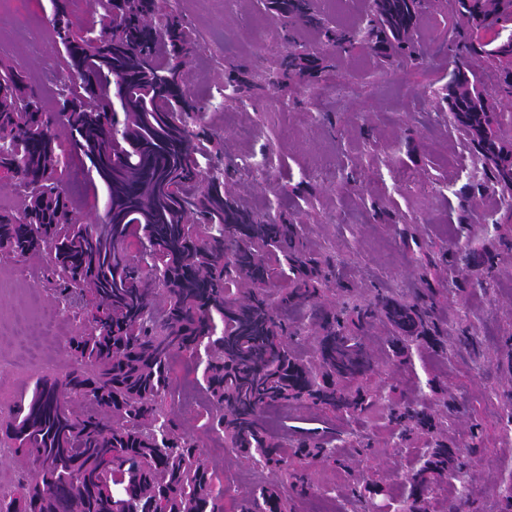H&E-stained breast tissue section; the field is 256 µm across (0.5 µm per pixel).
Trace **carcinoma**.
Returning a JSON list of instances; mask_svg holds the SVG:
<instances>
[{
	"label": "carcinoma",
	"mask_w": 512,
	"mask_h": 512,
	"mask_svg": "<svg viewBox=\"0 0 512 512\" xmlns=\"http://www.w3.org/2000/svg\"><path fill=\"white\" fill-rule=\"evenodd\" d=\"M72 5L52 0L49 32L64 48L66 73L55 109L42 107L22 64L0 60V169L19 186L15 206L0 204V251L48 258L47 281L72 325L65 371L38 379L28 400L0 414V446L22 464L13 483L0 485V512H226L220 471L167 407L182 358L208 395L198 416L204 432L224 434V447L281 476V486L234 500L232 512H291V501L313 491L308 469L331 457L316 433L290 449L266 428L264 413L278 403L353 418L384 412L402 438L431 431L423 411L370 389L376 369L362 335L383 314L396 357L413 344L445 352L435 291L336 307L327 291L346 287L338 265L308 251L294 225L278 224L272 236L262 216L224 197L221 140L207 136L203 106L180 83L186 56L201 46L183 15L164 0H98L83 20ZM268 5L285 24H312L338 52L363 42L387 60H422L411 38L421 0H375L362 40L320 26L313 0ZM449 6L468 13L469 28H448V121L471 136L474 163L506 207L500 223L511 225L512 141L467 61L485 57L500 98L511 99L512 56L481 42L485 0ZM311 70L309 53L289 51V84L310 88ZM75 157L89 162L90 189L98 181L106 189L104 224L87 223L64 188ZM257 265L264 281L252 285ZM290 308L304 309L318 332L312 365L291 349L301 330L288 323ZM473 457L472 448L435 441L407 478L410 512H425L434 480L463 479ZM44 466L60 489L40 484ZM352 494L381 510L376 480L359 477Z\"/></svg>",
	"instance_id": "1"
}]
</instances>
